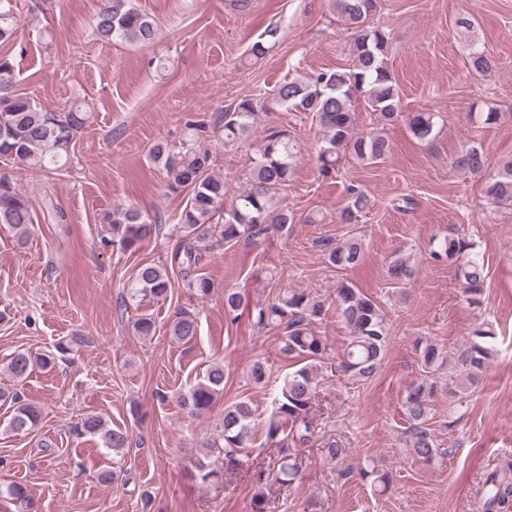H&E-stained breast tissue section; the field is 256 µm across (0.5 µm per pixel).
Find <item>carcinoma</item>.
<instances>
[{"label": "carcinoma", "instance_id": "1", "mask_svg": "<svg viewBox=\"0 0 512 512\" xmlns=\"http://www.w3.org/2000/svg\"><path fill=\"white\" fill-rule=\"evenodd\" d=\"M14 0H0V45L14 42L17 29ZM379 7V0H331V9L349 33L352 64L346 68L299 75L281 83L273 101L261 97H245L220 112L216 120L196 112L186 114L184 138L176 149L165 143L155 144L149 158L164 174L165 187L173 193H187L188 199L178 214L180 233L170 266L141 263L128 278L121 295L124 306L146 298L166 299L176 288L174 275L182 286L199 298L213 290L211 280L197 268L203 254L224 245L241 241L257 244L271 231H286L296 223L295 214L279 204L280 191L288 187L295 173L301 144L287 126L270 120V104L291 112H310L321 132L318 169L328 178L340 169L342 159L350 156L368 165L386 161L391 153L389 140L379 131L356 132L358 108L363 106L378 114L381 124L405 122L412 136L421 142L435 137L436 115L419 110L402 112L399 85L389 66L392 37L385 28L370 23ZM97 37L102 42L115 39L151 46L157 37V24L147 13L131 6L130 0H102L95 21ZM268 39L252 43L249 55L262 59L276 38L277 29L266 31ZM499 66V59L479 48H471L465 67L473 75H484ZM18 73L13 60L0 54V156L13 159L21 168L50 173L65 169L74 150L77 135L89 122L91 113L73 105L65 111L48 109L33 97L15 90ZM259 134L254 154L245 173V188L232 199L224 176L216 173L212 139L226 147L252 145ZM453 167L465 174L486 177L484 196L495 207H512V162L487 174L488 158L480 145L463 148L454 158ZM348 201L340 220L351 224L372 208L370 196L360 187H347ZM34 223L33 208L20 192L13 178L0 174V224L27 234ZM107 236L103 242L123 251L137 248L160 230L155 217L134 207H127L103 220ZM317 246L329 264L348 271L364 260L361 239L347 238L341 242L320 238ZM474 244L463 238H448L431 252L437 262L448 258L462 260L458 277L468 303H482L487 279L484 259L473 252ZM388 274L397 285L405 286L414 279L415 268L398 256L389 266ZM328 299L305 289L288 290L267 301H258L249 309L254 325L283 331L280 352L299 363L286 374L278 386L274 409L266 425L264 446L271 449L275 470L273 480L291 486L299 476L297 452L311 445L319 433L315 420V394L318 378L330 373L343 374L358 382H368L379 371L389 344V329L380 302L349 284L336 289V311L349 338L338 357L331 356L327 337L317 333L316 325L328 315ZM243 308V293L224 291V317L234 324ZM133 334L149 337L156 332L155 319L140 314L132 322ZM195 315L181 312L172 320L169 335L182 345L197 336ZM471 339L457 358L458 379L478 384L493 360L496 349L492 325L484 323L469 332ZM82 341L72 337L56 345V354L32 356L15 353L7 370L17 380H24L32 367H43L72 351ZM422 375L408 386L403 411L409 423L408 451L417 462L431 463L441 454L437 440L428 427L433 415V398L441 385L440 371L447 366V352L431 341L419 345ZM271 377L266 362L254 361L249 380L265 385ZM456 379V380H458ZM456 380L448 379V394L457 396ZM224 392V365L215 364L202 379L179 395L180 406L192 416L207 412ZM13 403L7 428L15 434H28L38 425L41 412L23 402L22 396L0 390V399ZM254 409L247 399L224 406L218 440L206 455L218 453L228 469L239 464V456L253 444ZM77 437L98 436L103 447L117 455L130 447V436L120 429L107 427L105 420L93 413L81 415L70 426ZM0 493L29 510L32 501L26 486L12 483ZM483 512H505L512 505V461L506 460L490 471L480 487Z\"/></svg>", "mask_w": 512, "mask_h": 512}]
</instances>
